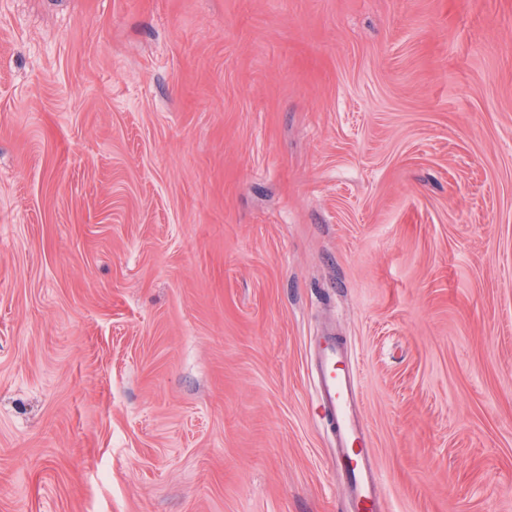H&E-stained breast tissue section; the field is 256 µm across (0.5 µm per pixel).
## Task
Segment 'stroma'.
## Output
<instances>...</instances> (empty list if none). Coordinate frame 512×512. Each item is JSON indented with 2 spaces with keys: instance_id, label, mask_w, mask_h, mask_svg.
Instances as JSON below:
<instances>
[{
  "instance_id": "35a3bbf8",
  "label": "stroma",
  "mask_w": 512,
  "mask_h": 512,
  "mask_svg": "<svg viewBox=\"0 0 512 512\" xmlns=\"http://www.w3.org/2000/svg\"><path fill=\"white\" fill-rule=\"evenodd\" d=\"M512 512V0H0V512ZM319 336L310 354V375L317 409L334 444L342 471L346 511H381V478L373 461L365 427L360 422L355 364L336 336Z\"/></svg>"
}]
</instances>
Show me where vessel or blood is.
I'll use <instances>...</instances> for the list:
<instances>
[{
  "instance_id": "obj_1",
  "label": "vessel or blood",
  "mask_w": 512,
  "mask_h": 512,
  "mask_svg": "<svg viewBox=\"0 0 512 512\" xmlns=\"http://www.w3.org/2000/svg\"><path fill=\"white\" fill-rule=\"evenodd\" d=\"M310 375L318 412L334 444L336 466L345 479L350 512H380L382 482L357 414L355 364L338 337H318L310 354Z\"/></svg>"
}]
</instances>
